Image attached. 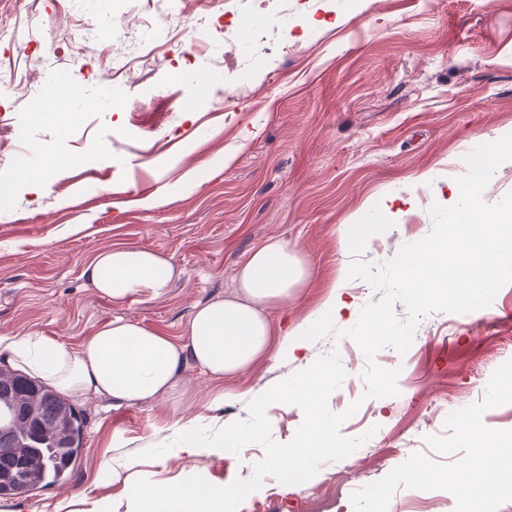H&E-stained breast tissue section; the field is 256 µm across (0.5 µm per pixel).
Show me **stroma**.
Wrapping results in <instances>:
<instances>
[{"mask_svg": "<svg viewBox=\"0 0 512 512\" xmlns=\"http://www.w3.org/2000/svg\"><path fill=\"white\" fill-rule=\"evenodd\" d=\"M84 35L95 52L76 50ZM1 59L21 82L0 93V336L75 349L121 317L177 339L196 304L233 293L253 249L271 237L298 245L308 278L287 306L266 308L272 346L225 379L223 405L197 370L183 372L209 430L247 419L253 399L330 351V337L292 355L280 343L333 289L347 303L334 325L351 328L382 293L350 266L381 265L426 237L431 206L457 202L465 156L512 134V0H288L282 15L254 0H0ZM52 72L102 82L115 106L74 113L48 94L40 105L58 120L34 124L22 100ZM27 143L63 162L38 199ZM352 224L363 238L349 247ZM117 245L170 260L178 275L164 295L137 288L114 304L87 284L86 264ZM510 311L512 283L486 308L422 318L405 354L375 357L401 370L394 397L363 399L365 357L341 352L348 377L329 407L362 400L365 420L341 432H386L380 453L358 448L302 484L265 478L239 512H310L318 498L352 512L353 491L426 451L458 404L484 399L512 360ZM83 409L69 486L0 499V512H132L136 479L225 486L263 456L255 444L185 450L173 400ZM455 507L448 491L401 488L388 512Z\"/></svg>", "mask_w": 512, "mask_h": 512, "instance_id": "stroma-1", "label": "stroma"}]
</instances>
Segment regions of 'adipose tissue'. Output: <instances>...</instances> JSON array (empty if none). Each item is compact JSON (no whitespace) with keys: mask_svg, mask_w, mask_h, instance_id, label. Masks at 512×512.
Here are the masks:
<instances>
[{"mask_svg":"<svg viewBox=\"0 0 512 512\" xmlns=\"http://www.w3.org/2000/svg\"><path fill=\"white\" fill-rule=\"evenodd\" d=\"M175 275L173 264L153 250L124 246L96 254L84 269L91 288L113 302L136 288L161 295ZM307 276L296 246L271 237L240 266L234 293L196 305L180 339L116 318L76 350L46 336H0V358L75 401L133 406L167 399L186 368L219 384L263 357L271 336L265 308L287 305Z\"/></svg>","mask_w":512,"mask_h":512,"instance_id":"adipose-tissue-1","label":"adipose tissue"}]
</instances>
